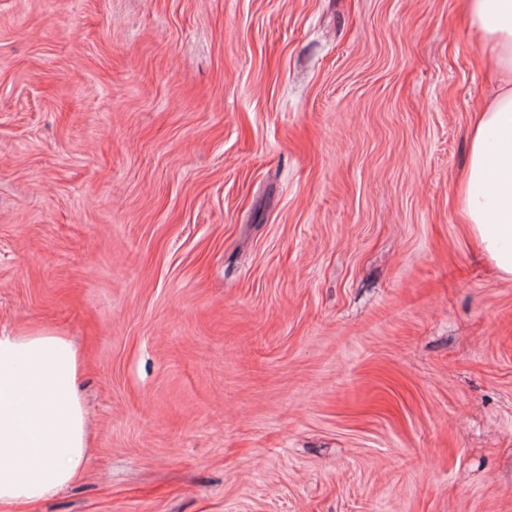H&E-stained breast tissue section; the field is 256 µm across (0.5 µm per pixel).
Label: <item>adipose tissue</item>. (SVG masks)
<instances>
[{
	"mask_svg": "<svg viewBox=\"0 0 512 512\" xmlns=\"http://www.w3.org/2000/svg\"><path fill=\"white\" fill-rule=\"evenodd\" d=\"M460 8L499 92L473 114L459 211L499 274L512 278V0H460ZM82 366L56 329L0 332V512L49 498L81 475L89 446Z\"/></svg>",
	"mask_w": 512,
	"mask_h": 512,
	"instance_id": "ef3b65f1",
	"label": "adipose tissue"
}]
</instances>
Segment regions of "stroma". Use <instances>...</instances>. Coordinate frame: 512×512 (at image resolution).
Wrapping results in <instances>:
<instances>
[{"label":"stroma","instance_id":"1","mask_svg":"<svg viewBox=\"0 0 512 512\" xmlns=\"http://www.w3.org/2000/svg\"><path fill=\"white\" fill-rule=\"evenodd\" d=\"M495 92L459 0H0V330L92 436L15 512H512Z\"/></svg>","mask_w":512,"mask_h":512}]
</instances>
